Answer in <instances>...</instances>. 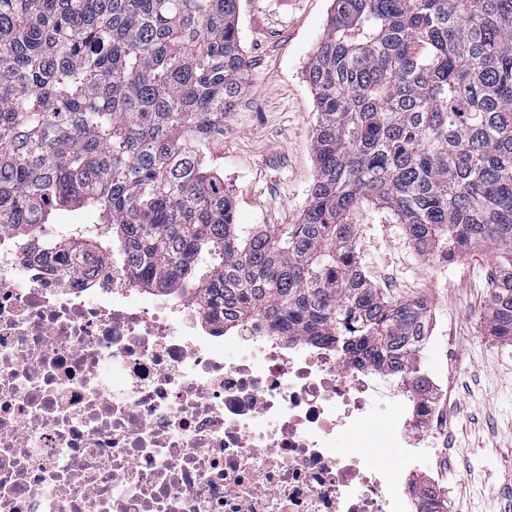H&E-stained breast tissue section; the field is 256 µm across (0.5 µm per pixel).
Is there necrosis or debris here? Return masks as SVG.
<instances>
[{
  "label": "necrosis or debris",
  "mask_w": 512,
  "mask_h": 512,
  "mask_svg": "<svg viewBox=\"0 0 512 512\" xmlns=\"http://www.w3.org/2000/svg\"><path fill=\"white\" fill-rule=\"evenodd\" d=\"M225 341L191 303L146 310L109 257L67 276L0 239V512H408L387 486L434 398L330 345Z\"/></svg>",
  "instance_id": "4bbe7bcc"
}]
</instances>
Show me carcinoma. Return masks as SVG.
<instances>
[{
	"instance_id": "1",
	"label": "carcinoma",
	"mask_w": 512,
	"mask_h": 512,
	"mask_svg": "<svg viewBox=\"0 0 512 512\" xmlns=\"http://www.w3.org/2000/svg\"><path fill=\"white\" fill-rule=\"evenodd\" d=\"M239 0H0V237L78 274L103 252L137 287L228 331L261 322L419 380L430 309L357 260L369 202L421 253L487 246L488 335L512 343V0H333L306 78L316 177L286 230L235 223L211 145L248 61ZM106 227L59 239L55 211ZM416 512H448L428 481Z\"/></svg>"
}]
</instances>
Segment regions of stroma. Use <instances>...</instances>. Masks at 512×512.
Returning a JSON list of instances; mask_svg holds the SVG:
<instances>
[{
    "label": "stroma",
    "instance_id": "obj_1",
    "mask_svg": "<svg viewBox=\"0 0 512 512\" xmlns=\"http://www.w3.org/2000/svg\"><path fill=\"white\" fill-rule=\"evenodd\" d=\"M332 0H239L241 48L248 61L224 135L211 147L215 165L245 227L299 223L316 174V112L306 66L324 33ZM351 222L366 278L393 298L423 296L432 333L418 366L438 385L452 416L441 440L418 449L415 478L451 485L448 512H512V345L488 336V278L495 255L477 248L445 272L421 256L403 225L364 205ZM455 449H445V439Z\"/></svg>",
    "mask_w": 512,
    "mask_h": 512
}]
</instances>
